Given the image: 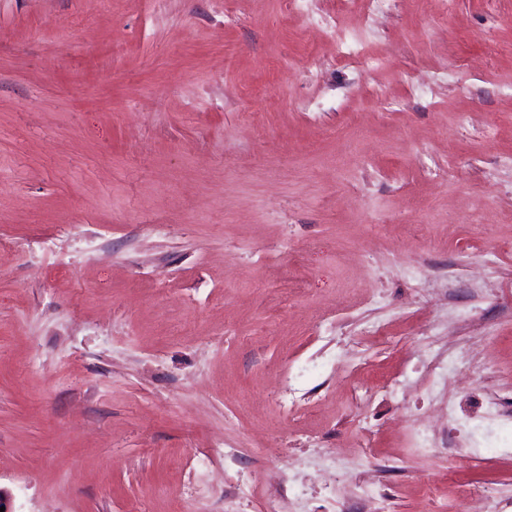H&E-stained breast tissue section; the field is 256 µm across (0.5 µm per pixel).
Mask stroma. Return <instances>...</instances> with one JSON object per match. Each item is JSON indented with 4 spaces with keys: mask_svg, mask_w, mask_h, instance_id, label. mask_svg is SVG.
<instances>
[{
    "mask_svg": "<svg viewBox=\"0 0 512 512\" xmlns=\"http://www.w3.org/2000/svg\"><path fill=\"white\" fill-rule=\"evenodd\" d=\"M510 240L512 0H0V488L512 512V427L476 466L413 437L512 408ZM433 504V509L428 512H500L494 501L476 490L462 496L448 492V502L441 505V500L434 499Z\"/></svg>",
    "mask_w": 512,
    "mask_h": 512,
    "instance_id": "1",
    "label": "stroma"
}]
</instances>
